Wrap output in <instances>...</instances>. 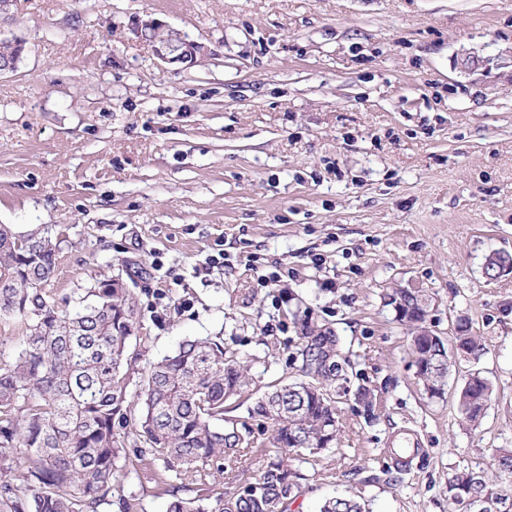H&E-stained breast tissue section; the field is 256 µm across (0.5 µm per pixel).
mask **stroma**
Here are the masks:
<instances>
[{
	"instance_id": "1",
	"label": "stroma",
	"mask_w": 512,
	"mask_h": 512,
	"mask_svg": "<svg viewBox=\"0 0 512 512\" xmlns=\"http://www.w3.org/2000/svg\"><path fill=\"white\" fill-rule=\"evenodd\" d=\"M0 36V224L49 231L54 298L121 275L147 355L220 337L257 384L288 373L298 304L332 323L374 390L340 403V450L305 465L309 493L369 512H448V473L512 448V0H17ZM150 16L202 47L160 60ZM224 252L228 264L206 269ZM276 284H268L269 276ZM418 290L426 323L468 322L484 349L443 397L415 379L410 327L387 296ZM493 384L479 427L455 392ZM406 436L402 478L365 484ZM4 41H10L13 44H23L24 42L21 39L13 38V39H1ZM8 42H0V63L7 62L11 60L14 56L18 54L19 48L14 46ZM22 60V54H18L12 61L8 62L6 65H0V74L13 73L17 71L18 65ZM320 512H367L365 503L356 496H336L324 501Z\"/></svg>"
}]
</instances>
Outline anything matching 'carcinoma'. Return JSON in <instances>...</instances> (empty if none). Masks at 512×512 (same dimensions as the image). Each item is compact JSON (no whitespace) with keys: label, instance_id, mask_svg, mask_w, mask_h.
<instances>
[{"label":"carcinoma","instance_id":"1","mask_svg":"<svg viewBox=\"0 0 512 512\" xmlns=\"http://www.w3.org/2000/svg\"><path fill=\"white\" fill-rule=\"evenodd\" d=\"M56 253L47 236L19 238L0 224V322L21 330L19 350L0 356V512H139L140 497L126 483L154 476L172 481L165 512H291L309 486L303 465L338 447L339 400L354 393L371 416L373 389L351 390L350 361L336 329L292 313L298 341L292 352L297 375L259 393L247 367L224 343L187 338L156 361L142 362L144 336L139 300L112 277L95 280L68 310L46 285L56 276ZM400 320L414 325L412 354L429 363L418 382L431 398L448 389L459 358L482 350L480 337L461 323L455 351L424 326L427 298L399 289L388 295ZM493 386L470 373L458 397L461 419L484 418ZM252 399L250 417L267 423L271 450L230 493L207 480L236 472L253 433L246 424L224 425V404ZM384 473L401 474L413 457L391 449ZM496 474L457 467L448 473V504L470 499L512 501V449H494ZM320 512H367L356 496L324 501Z\"/></svg>","mask_w":512,"mask_h":512}]
</instances>
